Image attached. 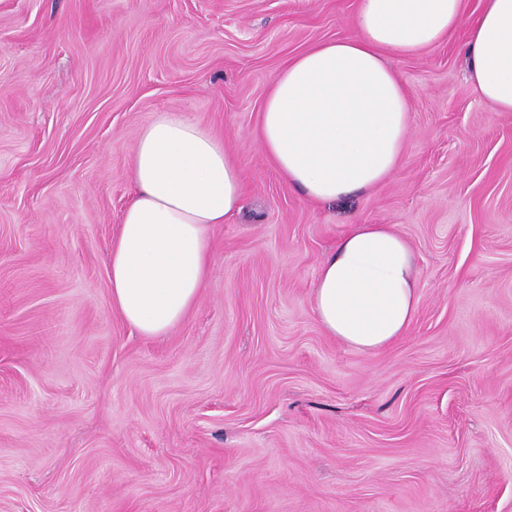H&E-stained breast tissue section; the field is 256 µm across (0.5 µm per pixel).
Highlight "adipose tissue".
<instances>
[{
    "instance_id": "obj_1",
    "label": "adipose tissue",
    "mask_w": 512,
    "mask_h": 512,
    "mask_svg": "<svg viewBox=\"0 0 512 512\" xmlns=\"http://www.w3.org/2000/svg\"><path fill=\"white\" fill-rule=\"evenodd\" d=\"M464 0H358L350 36L318 43L274 76L259 113L275 170L311 200L333 203L383 183L410 124L407 91L389 56L449 40ZM469 24L468 79L512 112V0H482ZM134 192L109 257L112 307L144 337L168 334L195 305L211 230L242 207L244 173L224 140L188 113L153 114L130 156ZM418 270L385 224H356L321 261L311 300L326 335L361 352L404 336L417 311Z\"/></svg>"
}]
</instances>
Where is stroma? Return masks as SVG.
<instances>
[{"instance_id":"35a3bbf8","label":"stroma","mask_w":512,"mask_h":512,"mask_svg":"<svg viewBox=\"0 0 512 512\" xmlns=\"http://www.w3.org/2000/svg\"><path fill=\"white\" fill-rule=\"evenodd\" d=\"M355 3L0 0V512H512V112L467 80L466 28L392 59L411 121L381 187L309 201L258 142L275 74ZM167 111L223 136L246 191L148 339L108 256ZM355 224L419 268L409 332L369 353L311 302Z\"/></svg>"}]
</instances>
